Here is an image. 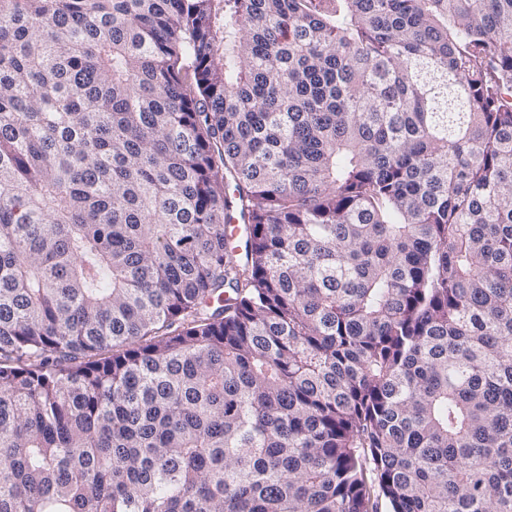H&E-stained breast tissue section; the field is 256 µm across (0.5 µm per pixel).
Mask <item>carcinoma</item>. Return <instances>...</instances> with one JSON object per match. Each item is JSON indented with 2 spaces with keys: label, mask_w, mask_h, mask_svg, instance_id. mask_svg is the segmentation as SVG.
Here are the masks:
<instances>
[{
  "label": "carcinoma",
  "mask_w": 512,
  "mask_h": 512,
  "mask_svg": "<svg viewBox=\"0 0 512 512\" xmlns=\"http://www.w3.org/2000/svg\"><path fill=\"white\" fill-rule=\"evenodd\" d=\"M376 499L512 512V0H0V512Z\"/></svg>",
  "instance_id": "carcinoma-1"
}]
</instances>
